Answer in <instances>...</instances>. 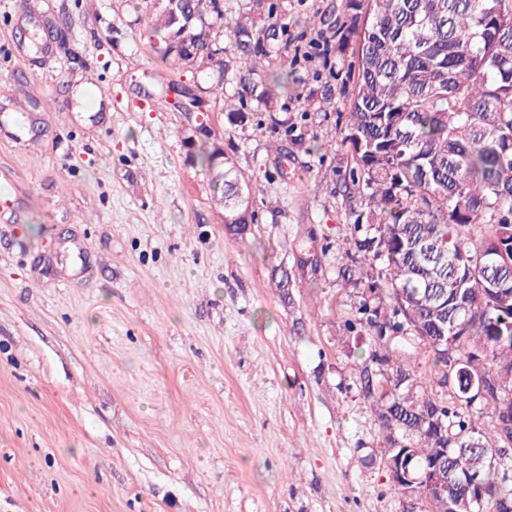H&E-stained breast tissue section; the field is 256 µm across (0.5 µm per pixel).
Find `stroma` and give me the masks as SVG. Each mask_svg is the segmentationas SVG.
<instances>
[{
    "label": "stroma",
    "mask_w": 512,
    "mask_h": 512,
    "mask_svg": "<svg viewBox=\"0 0 512 512\" xmlns=\"http://www.w3.org/2000/svg\"><path fill=\"white\" fill-rule=\"evenodd\" d=\"M150 13L0 0V114L30 115L0 132V512H402L357 383L369 340L342 327L367 282L349 54L289 77L282 161L269 121L230 124L212 74L155 55ZM172 84L197 105L160 102ZM202 124L260 189L243 236Z\"/></svg>",
    "instance_id": "obj_1"
}]
</instances>
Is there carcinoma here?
Listing matches in <instances>:
<instances>
[{
    "mask_svg": "<svg viewBox=\"0 0 512 512\" xmlns=\"http://www.w3.org/2000/svg\"><path fill=\"white\" fill-rule=\"evenodd\" d=\"M154 11L150 26L162 59L188 67L174 49L189 42L204 57L222 50L216 76L224 112L242 123L265 112L288 129V73L275 67L298 39L282 0H246L218 28L224 0H182ZM346 44L354 40L345 143L354 160L345 188L361 198L354 248L362 266L380 265L369 298L344 321L368 332L370 353L359 387L383 433L380 464L410 462L414 477L439 461L448 491L429 494L427 512H452L463 500L474 512H512V0H343L325 14ZM198 159L224 207L226 230L247 223L257 187L229 155L215 159L203 142ZM410 340L432 360L420 377L393 360ZM483 375L485 397L463 394ZM426 403L439 410L441 432L420 421ZM489 420L484 431L481 418Z\"/></svg>",
    "mask_w": 512,
    "mask_h": 512,
    "instance_id": "carcinoma-1",
    "label": "carcinoma"
}]
</instances>
